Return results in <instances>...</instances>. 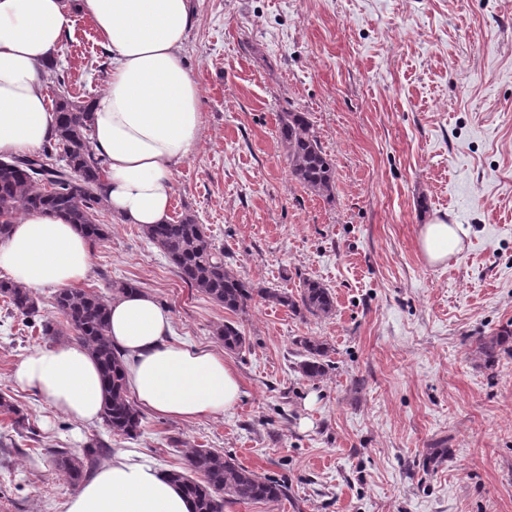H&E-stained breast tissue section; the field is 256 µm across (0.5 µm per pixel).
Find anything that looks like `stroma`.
Returning <instances> with one entry per match:
<instances>
[{"label": "stroma", "mask_w": 512, "mask_h": 512, "mask_svg": "<svg viewBox=\"0 0 512 512\" xmlns=\"http://www.w3.org/2000/svg\"><path fill=\"white\" fill-rule=\"evenodd\" d=\"M183 57L202 93L203 132L174 178L171 219L206 225L234 274L262 288L314 279L336 311L299 316L255 300L232 314L185 284L135 224L104 209L82 287L131 282L173 318L172 339L222 353L237 404L194 422L142 411L141 433L81 425L12 379L44 336L0 301V512H64L74 493L53 452L104 443L161 469L216 448L283 480L287 500L224 512H512V357L487 366L475 341L512 330V0H196ZM112 61L86 18L45 94L88 100ZM307 113L336 172L332 198L291 179L278 115ZM463 225L462 252L427 262L436 217ZM245 338L226 352L215 334ZM328 343L329 367L297 370L300 342ZM450 453L427 471V449Z\"/></svg>", "instance_id": "35a3bbf8"}]
</instances>
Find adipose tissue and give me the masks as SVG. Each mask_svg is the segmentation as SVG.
Returning a JSON list of instances; mask_svg holds the SVG:
<instances>
[{
	"instance_id": "1",
	"label": "adipose tissue",
	"mask_w": 512,
	"mask_h": 512,
	"mask_svg": "<svg viewBox=\"0 0 512 512\" xmlns=\"http://www.w3.org/2000/svg\"><path fill=\"white\" fill-rule=\"evenodd\" d=\"M92 23L112 57L104 90L90 104V141L105 163L102 195L122 223L169 218L174 177L197 149L203 126L199 84L181 51L195 0H0V159L41 147L55 132L43 81L69 37L74 13ZM462 225H424L429 263L461 249ZM91 244L64 219L23 212L0 242V269L28 289H71L90 270ZM172 317L145 290L113 297L109 336L127 360L126 382L154 413L183 421L215 416L240 396L223 356L169 340ZM22 388L71 419L101 417L99 365L81 343L41 347L16 367ZM65 512H192L181 490L152 462L116 451L83 482Z\"/></svg>"
}]
</instances>
